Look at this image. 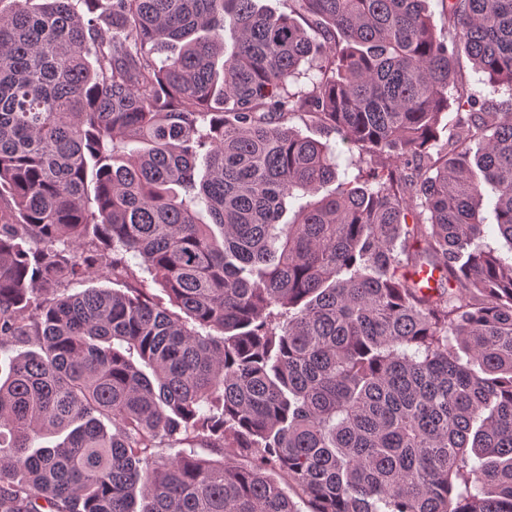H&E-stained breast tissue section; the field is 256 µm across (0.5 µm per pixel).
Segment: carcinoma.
<instances>
[{"instance_id": "obj_1", "label": "carcinoma", "mask_w": 512, "mask_h": 512, "mask_svg": "<svg viewBox=\"0 0 512 512\" xmlns=\"http://www.w3.org/2000/svg\"><path fill=\"white\" fill-rule=\"evenodd\" d=\"M438 2L0 0V512H512V0ZM462 64L464 73L470 78L477 90L481 91L482 94L489 99H493L497 103L502 104L503 108H510V92H508L506 87H500L494 90L490 85L478 83L479 79H484L485 77L481 74L475 73L471 64L465 57L462 59ZM289 124L294 126L304 136L311 137L323 143H329L336 152V142L339 141L336 134H326L317 128L315 124L308 119V117L297 114L293 116Z\"/></svg>"}]
</instances>
